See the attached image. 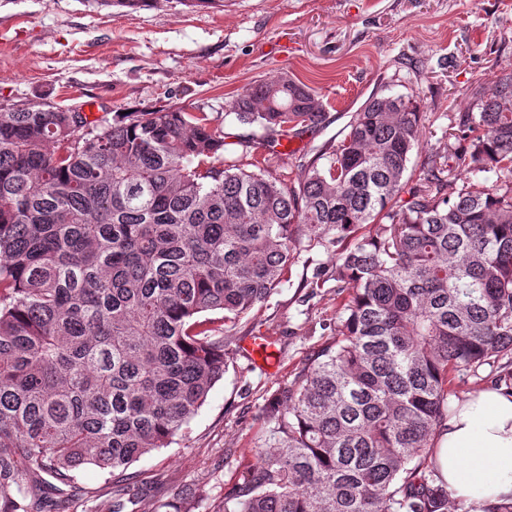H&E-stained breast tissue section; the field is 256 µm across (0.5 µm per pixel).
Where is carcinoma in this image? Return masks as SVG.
I'll list each match as a JSON object with an SVG mask.
<instances>
[{"label": "carcinoma", "mask_w": 512, "mask_h": 512, "mask_svg": "<svg viewBox=\"0 0 512 512\" xmlns=\"http://www.w3.org/2000/svg\"><path fill=\"white\" fill-rule=\"evenodd\" d=\"M232 114L266 131L322 123L284 76ZM456 192L422 146V112L367 98L298 186L237 159L205 115L111 124L52 104L0 112V512H77L76 472L116 480L168 447L227 361L221 332L274 293L304 242L336 244V339L263 416L224 512H450L430 467L453 373L512 364V75L459 119ZM351 244L340 247L345 240Z\"/></svg>", "instance_id": "carcinoma-1"}]
</instances>
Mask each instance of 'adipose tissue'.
Listing matches in <instances>:
<instances>
[{
	"label": "adipose tissue",
	"instance_id": "adipose-tissue-1",
	"mask_svg": "<svg viewBox=\"0 0 512 512\" xmlns=\"http://www.w3.org/2000/svg\"><path fill=\"white\" fill-rule=\"evenodd\" d=\"M431 462L469 512L512 503V390L467 394L437 432Z\"/></svg>",
	"mask_w": 512,
	"mask_h": 512
}]
</instances>
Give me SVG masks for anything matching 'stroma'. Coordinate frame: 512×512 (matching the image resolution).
Segmentation results:
<instances>
[{
    "label": "stroma",
    "instance_id": "35a3bbf8",
    "mask_svg": "<svg viewBox=\"0 0 512 512\" xmlns=\"http://www.w3.org/2000/svg\"><path fill=\"white\" fill-rule=\"evenodd\" d=\"M510 74L512 0H155L134 10L101 0H0V109L52 103L92 120L170 106L203 112L225 136V157L292 185L365 100L383 94L412 97L423 114L424 146L406 179L417 181L433 158L445 165L449 190L461 188L469 175L451 158L463 144L458 118L476 111L479 90ZM285 75L317 92L322 124L267 133L230 116L245 85ZM339 301L330 251L302 248L271 297L232 331L224 377L199 412L172 444L131 465L151 487L123 512H158L189 488L200 492L193 512H220L254 461L267 399L333 340ZM256 333L274 343V368L241 351ZM489 386L512 389V369L453 375L448 399Z\"/></svg>",
    "mask_w": 512,
    "mask_h": 512
}]
</instances>
